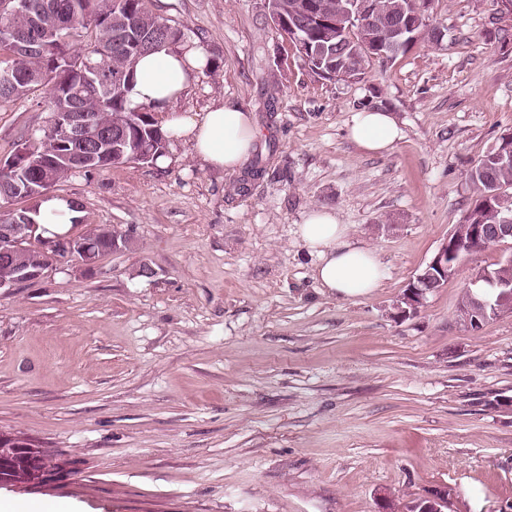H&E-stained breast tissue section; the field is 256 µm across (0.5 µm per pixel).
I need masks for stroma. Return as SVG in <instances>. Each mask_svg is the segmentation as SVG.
I'll list each match as a JSON object with an SVG mask.
<instances>
[{
	"mask_svg": "<svg viewBox=\"0 0 512 512\" xmlns=\"http://www.w3.org/2000/svg\"><path fill=\"white\" fill-rule=\"evenodd\" d=\"M213 60L174 103L250 112L264 173L207 167L189 143L164 162L72 175L78 234L137 241L94 274L66 263L0 290V431L54 454L37 484L0 498L58 512H381L454 490L447 512H512V314L458 319L469 255L417 314L394 304L473 206L469 171L512 132V5L433 0L429 26L359 79L313 76L265 0H150ZM394 114L382 154L352 113ZM38 90L0 109V161L48 125ZM334 211L376 250L372 294L321 288L295 230ZM154 275L140 276L142 265Z\"/></svg>",
	"mask_w": 512,
	"mask_h": 512,
	"instance_id": "stroma-1",
	"label": "stroma"
}]
</instances>
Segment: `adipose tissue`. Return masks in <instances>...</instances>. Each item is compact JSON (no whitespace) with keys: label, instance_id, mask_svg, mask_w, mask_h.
Masks as SVG:
<instances>
[{"label":"adipose tissue","instance_id":"adipose-tissue-1","mask_svg":"<svg viewBox=\"0 0 512 512\" xmlns=\"http://www.w3.org/2000/svg\"><path fill=\"white\" fill-rule=\"evenodd\" d=\"M206 61L204 51L193 43L143 56L136 65L135 85L129 95L131 106L166 112ZM165 128L173 138L191 143L205 164L228 172L244 166L257 140L252 115L224 103L194 117L168 115ZM348 134L363 151L379 154L392 148L399 137V127L392 113L365 110L353 113ZM295 235L310 256L321 287L355 297L368 295L380 286L384 269L378 255L355 246L347 225L341 224L334 212L310 211Z\"/></svg>","mask_w":512,"mask_h":512}]
</instances>
